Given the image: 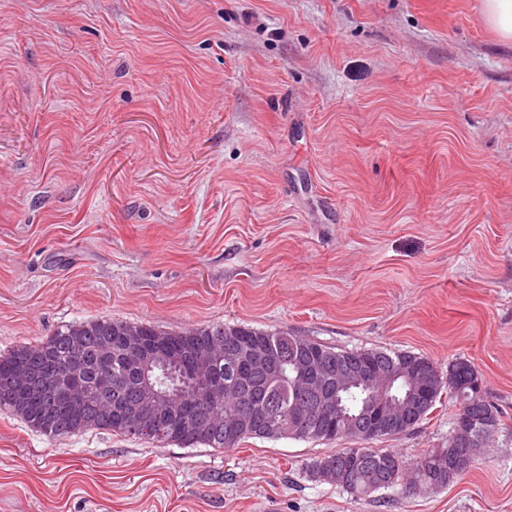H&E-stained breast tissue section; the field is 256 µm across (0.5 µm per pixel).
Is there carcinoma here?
I'll use <instances>...</instances> for the list:
<instances>
[{
    "instance_id": "1",
    "label": "carcinoma",
    "mask_w": 512,
    "mask_h": 512,
    "mask_svg": "<svg viewBox=\"0 0 512 512\" xmlns=\"http://www.w3.org/2000/svg\"><path fill=\"white\" fill-rule=\"evenodd\" d=\"M138 330L162 338L145 353L156 350L165 355L153 360L156 389L182 402L205 405L216 419L210 431L197 433L187 426L171 428L163 437L139 434L159 443L189 448L198 444L210 448H234L251 438H289L288 426H298L297 413L307 410L303 439L332 441L336 423L317 413L318 399L307 394L299 373L310 355L327 361L318 383L333 387L336 360H350L375 370L418 369L415 396L419 406L410 411L419 425L436 409L442 390L432 379V361L412 352L388 349L346 351L288 331L270 332L251 327H226L222 323L162 331L150 324H132L99 318L68 325L34 346L22 345L0 356V407L8 408L29 427L49 438L79 435L89 429L129 434L110 406L140 395L139 380L143 354L124 351L120 337ZM259 341L277 359L279 370L257 364L243 356L245 345ZM454 373L448 395L458 405L457 417L479 419L491 431L501 426L499 412L484 396L474 393L478 375L467 360L448 365ZM61 383L78 384L87 393L85 415L74 419L54 407L44 392ZM464 448H432L410 466L390 448H342L312 464L318 477L327 468L345 474L340 487L356 495L411 484L414 490L443 488L448 478H457L466 468H456Z\"/></svg>"
}]
</instances>
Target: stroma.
I'll return each mask as SVG.
<instances>
[{
    "mask_svg": "<svg viewBox=\"0 0 512 512\" xmlns=\"http://www.w3.org/2000/svg\"><path fill=\"white\" fill-rule=\"evenodd\" d=\"M470 361L503 413L448 487L353 447L49 438L0 409V512H512V43L482 0H0V354L96 318ZM449 400L381 440L415 463ZM466 453V448H431L416 464L410 466L390 448H341L315 461L311 468L318 477H322V472L327 468L343 471L345 481L336 485L356 496L402 484L413 485L415 493L421 488L448 486L471 467L472 464L454 469ZM450 469H454V472L448 483Z\"/></svg>",
    "mask_w": 512,
    "mask_h": 512,
    "instance_id": "35a3bbf8",
    "label": "stroma"
}]
</instances>
